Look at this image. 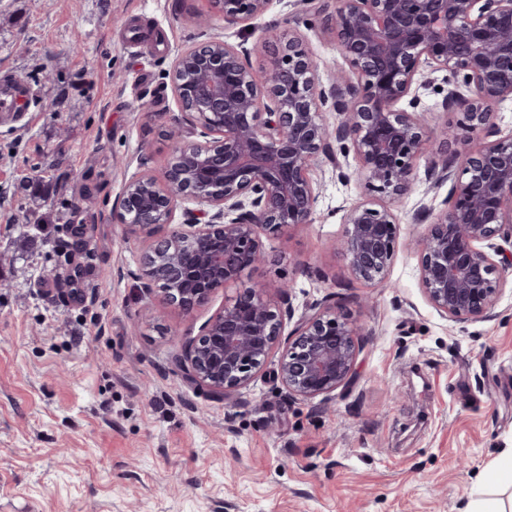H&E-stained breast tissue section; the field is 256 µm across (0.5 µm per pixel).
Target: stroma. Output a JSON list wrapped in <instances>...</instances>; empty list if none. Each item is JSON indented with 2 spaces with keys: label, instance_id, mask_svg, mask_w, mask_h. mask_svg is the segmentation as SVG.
Listing matches in <instances>:
<instances>
[{
  "label": "stroma",
  "instance_id": "stroma-1",
  "mask_svg": "<svg viewBox=\"0 0 512 512\" xmlns=\"http://www.w3.org/2000/svg\"><path fill=\"white\" fill-rule=\"evenodd\" d=\"M332 0H271L255 22L254 68L300 38L322 75L343 59L321 30ZM205 0H0V75L35 92L32 111L0 112V512H463L473 481L489 497L495 460L512 448V288L488 317L454 321L429 302L413 241L422 209L440 211L448 184L429 159L474 153L472 133L446 142L460 111L440 112L444 83L420 94L429 136L399 219L384 285L355 280L333 244L367 198L363 182L325 163L313 221L263 239L249 280L270 299L290 284L294 305L333 293L366 344L354 384L328 398L290 397L274 381L275 349L251 385L230 396L192 384L177 359L203 323L234 299L215 289L192 313L141 291L146 239L112 212L125 184L161 171L170 147L155 127L179 117L168 73L177 52L237 28L187 19ZM157 100L159 115L133 110ZM96 187L80 199L75 176ZM50 184L47 221L20 210L37 180ZM81 203L94 230L84 302L55 274L62 203Z\"/></svg>",
  "mask_w": 512,
  "mask_h": 512
}]
</instances>
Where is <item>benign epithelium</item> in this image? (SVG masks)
I'll return each mask as SVG.
<instances>
[{
    "label": "benign epithelium",
    "mask_w": 512,
    "mask_h": 512,
    "mask_svg": "<svg viewBox=\"0 0 512 512\" xmlns=\"http://www.w3.org/2000/svg\"><path fill=\"white\" fill-rule=\"evenodd\" d=\"M211 12L241 30L270 0H209ZM322 30L336 39L346 68L323 79L303 47L288 44L268 67L249 62L257 45L211 38L178 53L171 77L183 121L199 141L182 144L183 127L162 125L170 161L160 175L145 172L123 190L113 219L131 235L152 239L140 266L147 293L159 285L163 304L192 312L217 288L236 298L211 316L178 363L201 388L227 394L250 386L295 321L277 377L304 399L349 388L365 341L361 328L336 313L324 296L296 313L291 289L280 303L243 279L264 259L263 237L313 223L320 160L342 170L354 154L370 197L345 215L334 243L352 276L386 279L398 235L385 201L404 195L427 144L418 90L445 73L439 111H462L460 125L477 133V156L457 171L446 158L428 167L434 183L451 182L445 208L416 241L419 280L446 317H488L512 270V132L492 120L495 105L512 99V0H335ZM407 106H402V103ZM338 116L329 129L321 111ZM181 228L160 235L163 226ZM92 225L76 210L59 281L81 295L89 268Z\"/></svg>",
    "instance_id": "1"
}]
</instances>
